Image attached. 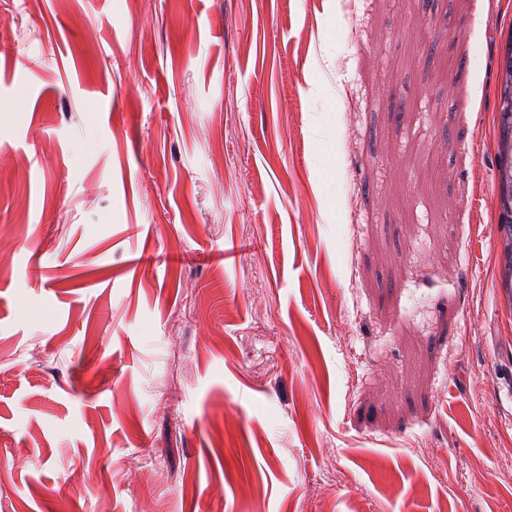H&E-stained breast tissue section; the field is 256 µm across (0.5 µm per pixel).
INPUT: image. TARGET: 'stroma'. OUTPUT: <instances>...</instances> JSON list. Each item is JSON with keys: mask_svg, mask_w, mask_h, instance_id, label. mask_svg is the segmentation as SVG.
<instances>
[{"mask_svg": "<svg viewBox=\"0 0 512 512\" xmlns=\"http://www.w3.org/2000/svg\"><path fill=\"white\" fill-rule=\"evenodd\" d=\"M506 25L0 0V512H512ZM497 108L494 114L496 168L494 178L497 245L495 288L501 308L512 309V29L501 28L496 39Z\"/></svg>", "mask_w": 512, "mask_h": 512, "instance_id": "1", "label": "stroma"}]
</instances>
